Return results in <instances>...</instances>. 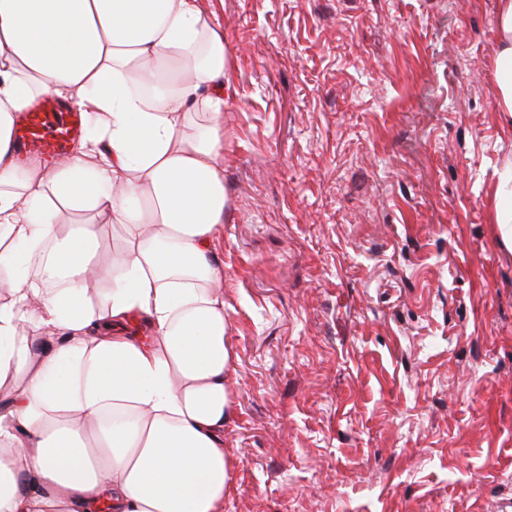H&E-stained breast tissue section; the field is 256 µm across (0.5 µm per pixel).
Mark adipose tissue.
Wrapping results in <instances>:
<instances>
[{"mask_svg": "<svg viewBox=\"0 0 512 512\" xmlns=\"http://www.w3.org/2000/svg\"><path fill=\"white\" fill-rule=\"evenodd\" d=\"M226 64L202 0H0V512H224ZM495 77L512 131V0ZM43 94L92 122L51 168Z\"/></svg>", "mask_w": 512, "mask_h": 512, "instance_id": "obj_1", "label": "adipose tissue"}]
</instances>
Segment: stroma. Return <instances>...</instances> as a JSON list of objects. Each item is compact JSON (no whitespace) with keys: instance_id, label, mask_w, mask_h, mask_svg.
<instances>
[{"instance_id":"35a3bbf8","label":"stroma","mask_w":512,"mask_h":512,"mask_svg":"<svg viewBox=\"0 0 512 512\" xmlns=\"http://www.w3.org/2000/svg\"><path fill=\"white\" fill-rule=\"evenodd\" d=\"M224 36V512H512L498 0H204Z\"/></svg>"}]
</instances>
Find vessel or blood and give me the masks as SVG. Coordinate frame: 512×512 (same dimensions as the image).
Wrapping results in <instances>:
<instances>
[{
  "label": "vessel or blood",
  "mask_w": 512,
  "mask_h": 512,
  "mask_svg": "<svg viewBox=\"0 0 512 512\" xmlns=\"http://www.w3.org/2000/svg\"><path fill=\"white\" fill-rule=\"evenodd\" d=\"M83 123L81 112L45 95L26 111L13 140L19 150L56 159L65 156L68 143L80 135Z\"/></svg>",
  "instance_id": "b4317fda"
}]
</instances>
